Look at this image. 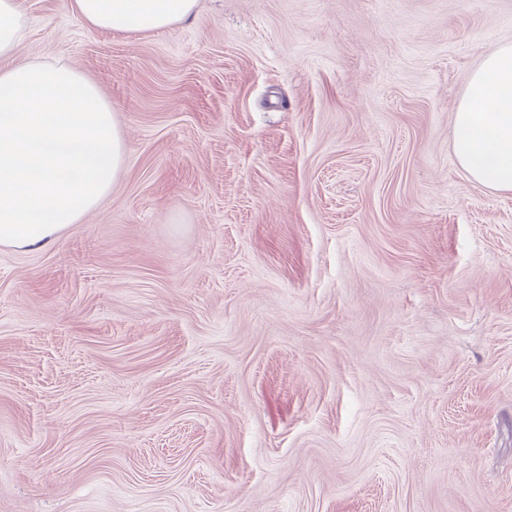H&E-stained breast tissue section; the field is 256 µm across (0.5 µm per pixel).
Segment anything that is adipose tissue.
<instances>
[{
	"label": "adipose tissue",
	"mask_w": 512,
	"mask_h": 512,
	"mask_svg": "<svg viewBox=\"0 0 512 512\" xmlns=\"http://www.w3.org/2000/svg\"><path fill=\"white\" fill-rule=\"evenodd\" d=\"M88 25L170 29L197 0H67ZM21 0H0V245L35 250L95 210L125 165L124 136L99 88L67 62L26 60ZM458 164L512 190V44L490 50L453 119Z\"/></svg>",
	"instance_id": "adipose-tissue-1"
}]
</instances>
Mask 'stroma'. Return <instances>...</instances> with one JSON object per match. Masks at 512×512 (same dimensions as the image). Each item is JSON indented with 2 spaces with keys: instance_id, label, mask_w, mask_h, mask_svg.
Wrapping results in <instances>:
<instances>
[{
  "instance_id": "35a3bbf8",
  "label": "stroma",
  "mask_w": 512,
  "mask_h": 512,
  "mask_svg": "<svg viewBox=\"0 0 512 512\" xmlns=\"http://www.w3.org/2000/svg\"><path fill=\"white\" fill-rule=\"evenodd\" d=\"M126 162L0 246V512H512V192L453 117L512 0H23ZM88 25L113 31L170 29L195 12L197 0H66Z\"/></svg>"
}]
</instances>
